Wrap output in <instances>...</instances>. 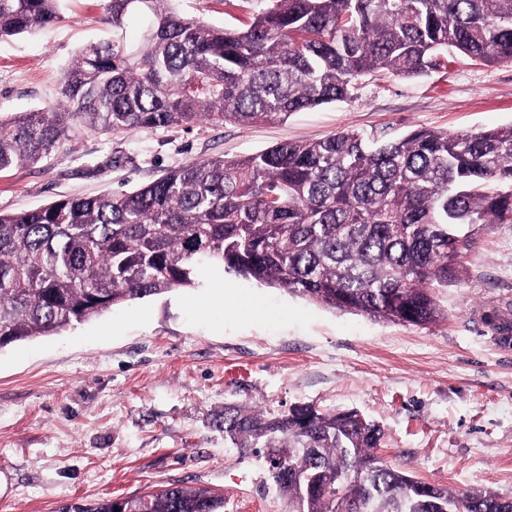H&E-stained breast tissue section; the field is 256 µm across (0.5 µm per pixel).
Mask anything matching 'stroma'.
Segmentation results:
<instances>
[{
	"label": "stroma",
	"instance_id": "35a3bbf8",
	"mask_svg": "<svg viewBox=\"0 0 512 512\" xmlns=\"http://www.w3.org/2000/svg\"><path fill=\"white\" fill-rule=\"evenodd\" d=\"M106 0H61L59 19L0 41V118L56 102L64 70L108 38ZM185 17L241 28L269 0H172ZM512 125V64L456 53L416 79L364 78L345 101L277 124L80 128L46 161L0 174V213L129 191L207 158L340 130L397 137ZM441 317L403 325L324 307L217 267L194 287L0 348V512H64L170 485L223 497L224 512H288L263 457L218 419L308 404L354 409L380 452L420 480L512 497V223L489 224L440 290Z\"/></svg>",
	"mask_w": 512,
	"mask_h": 512
}]
</instances>
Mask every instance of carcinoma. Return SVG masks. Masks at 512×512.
<instances>
[{
    "label": "carcinoma",
    "mask_w": 512,
    "mask_h": 512,
    "mask_svg": "<svg viewBox=\"0 0 512 512\" xmlns=\"http://www.w3.org/2000/svg\"><path fill=\"white\" fill-rule=\"evenodd\" d=\"M60 0H0V41L59 18ZM109 0L112 37L79 49L59 102L0 119V173L44 161L80 125L140 128L278 123L341 102L377 72L415 78L452 48L512 63V0H273L241 30L146 0ZM512 223V126L396 139L341 131L260 153L204 159L131 192L0 213V347L195 284L203 265L375 319L426 325L437 292L485 224ZM233 447L271 448L288 512H512V498L419 481L377 452L381 427L355 411L224 409ZM342 489L333 498L325 487ZM221 512L224 499L171 485L66 512Z\"/></svg>",
    "instance_id": "carcinoma-1"
}]
</instances>
